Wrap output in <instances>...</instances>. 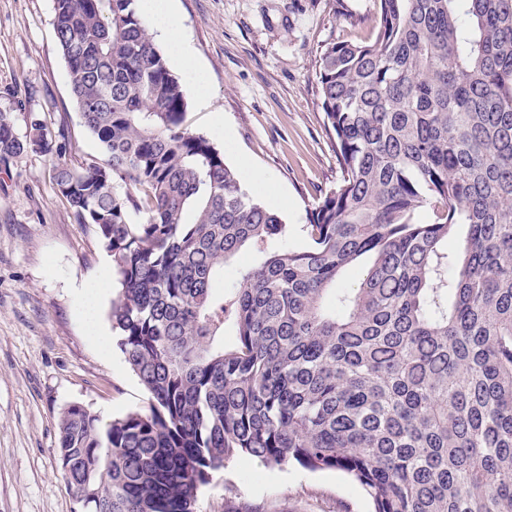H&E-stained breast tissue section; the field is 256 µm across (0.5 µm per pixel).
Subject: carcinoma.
<instances>
[{
	"label": "carcinoma",
	"instance_id": "1",
	"mask_svg": "<svg viewBox=\"0 0 512 512\" xmlns=\"http://www.w3.org/2000/svg\"><path fill=\"white\" fill-rule=\"evenodd\" d=\"M376 28L321 54L341 180L286 248L278 213L183 128L186 89L135 0H54L105 160L52 180L112 256V331L148 394L104 424L62 413L89 512H196L241 454L342 470L373 512H512V0H380ZM26 128L0 112V162L63 136L35 113ZM244 247L260 262L217 286Z\"/></svg>",
	"mask_w": 512,
	"mask_h": 512
}]
</instances>
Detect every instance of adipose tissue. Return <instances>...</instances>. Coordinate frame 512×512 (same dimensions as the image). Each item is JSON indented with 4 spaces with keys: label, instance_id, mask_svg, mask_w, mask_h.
Listing matches in <instances>:
<instances>
[{
    "label": "adipose tissue",
    "instance_id": "ef3b65f1",
    "mask_svg": "<svg viewBox=\"0 0 512 512\" xmlns=\"http://www.w3.org/2000/svg\"><path fill=\"white\" fill-rule=\"evenodd\" d=\"M142 12L150 15L159 37L166 43L171 55L180 62L188 86L205 83V72L196 65L181 33V25L172 0H140Z\"/></svg>",
    "mask_w": 512,
    "mask_h": 512
}]
</instances>
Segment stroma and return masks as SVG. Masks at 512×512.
I'll list each match as a JSON object with an SVG mask.
<instances>
[{"label": "stroma", "instance_id": "obj_1", "mask_svg": "<svg viewBox=\"0 0 512 512\" xmlns=\"http://www.w3.org/2000/svg\"><path fill=\"white\" fill-rule=\"evenodd\" d=\"M183 36L207 74L184 126L209 136L250 193L288 226L283 245L341 178L321 108L318 60L331 43L375 38L380 0H175ZM53 0H0V112L17 133L38 113L62 130L53 151L0 164V512H81L59 462L58 419L73 404L102 421L144 408L148 395L112 341L118 288L89 287L112 258L94 226L76 223L51 178L53 163L103 159L68 85ZM96 319L105 341L95 339ZM371 512L343 471L232 458L197 490L198 512Z\"/></svg>", "mask_w": 512, "mask_h": 512}]
</instances>
